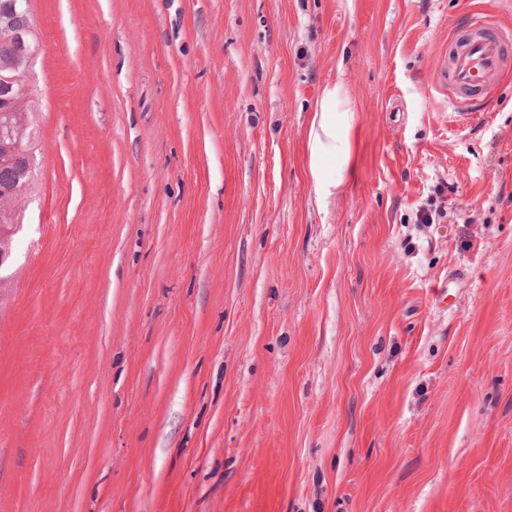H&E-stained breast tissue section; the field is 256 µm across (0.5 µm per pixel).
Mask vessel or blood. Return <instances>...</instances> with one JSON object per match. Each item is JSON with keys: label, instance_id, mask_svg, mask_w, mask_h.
<instances>
[{"label": "vessel or blood", "instance_id": "vessel-or-blood-1", "mask_svg": "<svg viewBox=\"0 0 512 512\" xmlns=\"http://www.w3.org/2000/svg\"><path fill=\"white\" fill-rule=\"evenodd\" d=\"M506 47L503 35L496 29L479 21L473 23L470 33L452 51L440 74L441 82L454 90L448 98L449 107H462L472 90L498 78L507 62Z\"/></svg>", "mask_w": 512, "mask_h": 512}]
</instances>
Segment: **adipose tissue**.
I'll use <instances>...</instances> for the list:
<instances>
[{
	"label": "adipose tissue",
	"instance_id": "adipose-tissue-1",
	"mask_svg": "<svg viewBox=\"0 0 512 512\" xmlns=\"http://www.w3.org/2000/svg\"><path fill=\"white\" fill-rule=\"evenodd\" d=\"M355 105L348 97L342 82L326 85L314 107L309 129V166L312 174H319L324 160H348L350 139L337 136L335 113L354 111Z\"/></svg>",
	"mask_w": 512,
	"mask_h": 512
}]
</instances>
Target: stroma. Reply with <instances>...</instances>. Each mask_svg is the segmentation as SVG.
I'll list each match as a JSON object with an SVG mask.
<instances>
[{
  "mask_svg": "<svg viewBox=\"0 0 512 512\" xmlns=\"http://www.w3.org/2000/svg\"><path fill=\"white\" fill-rule=\"evenodd\" d=\"M30 8L0 512H512V62L469 113L439 80L512 0ZM309 129V166L313 177H319L321 165L328 158H338L344 163L349 160L350 125L345 133L336 137L335 112H355L354 102L348 97L343 82L338 80L327 84L314 107ZM335 115V120H334Z\"/></svg>",
  "mask_w": 512,
  "mask_h": 512,
  "instance_id": "1",
  "label": "stroma"
}]
</instances>
